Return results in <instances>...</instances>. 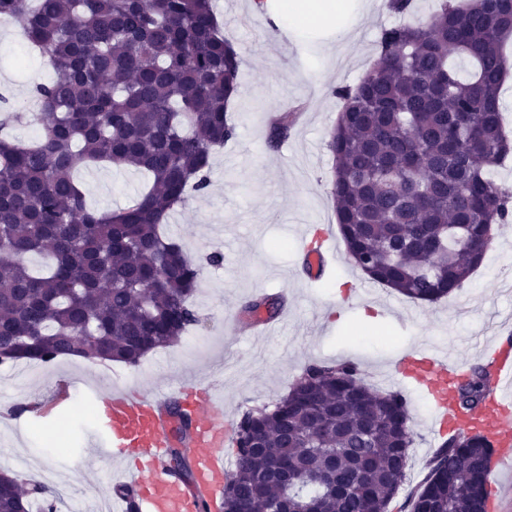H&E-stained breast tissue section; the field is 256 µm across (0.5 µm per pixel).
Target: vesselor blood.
Returning a JSON list of instances; mask_svg holds the SVG:
<instances>
[{
  "label": "vessel or blood",
  "instance_id": "b4317fda",
  "mask_svg": "<svg viewBox=\"0 0 512 512\" xmlns=\"http://www.w3.org/2000/svg\"><path fill=\"white\" fill-rule=\"evenodd\" d=\"M318 246L306 249L304 257L310 280L325 277L335 255L328 229L317 232ZM490 366L486 402L475 410L461 411L454 403L451 388L461 374V366L446 353L422 348L407 356L400 371L421 385L431 399L430 418L439 430L459 433L471 427L495 437L498 461L512 463V338L494 336L481 349ZM212 384H196L185 389V407L192 417L189 439H181L176 420L167 410L169 394L130 393L96 389L93 396L101 407L100 432L94 448L113 458H133L137 473L131 482L138 490V512H198L201 501L216 505L224 487L222 448L224 409L213 397ZM193 450L192 480L185 481L171 469V451Z\"/></svg>",
  "mask_w": 512,
  "mask_h": 512
}]
</instances>
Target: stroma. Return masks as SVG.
<instances>
[{"label":"stroma","mask_w":512,"mask_h":512,"mask_svg":"<svg viewBox=\"0 0 512 512\" xmlns=\"http://www.w3.org/2000/svg\"><path fill=\"white\" fill-rule=\"evenodd\" d=\"M281 6L282 0H268L262 13L253 0H213L225 36L244 59L229 110L237 137L213 154L209 191L189 198L166 226L193 258L205 261L214 251L224 256L220 265L204 268L194 299L198 325L136 367L67 358L23 376L0 366V408L14 412L0 428V468L38 482L43 468L52 469L61 497L57 512H70L74 496L86 504L111 497L124 480L123 466L105 457L92 461L87 447L96 416L85 397L74 396L43 417L21 411L23 396L40 400L64 377L83 388L95 383L141 392L162 384L175 392L184 381L207 378L220 393L229 427L246 411L285 396L308 365L344 361L355 363L366 383L402 392L410 403L415 442L406 481L389 505V512H404L443 438L429 428L425 402L397 377L398 363L433 342L471 368L480 363V340L496 332L512 336V221L495 225L492 245L464 287L433 304L370 280L341 241L332 275L310 281L301 235L336 221L326 192L333 165L327 141L339 110L333 91L360 80L381 29L400 18L377 0H343L335 24L285 33L271 25ZM52 75L45 60L29 55L16 29H0V96L7 107L30 111L34 85ZM292 109L297 121L284 147L270 146L273 118ZM75 179L88 206L100 211L125 207L147 183L138 172L109 165L79 170ZM258 295L281 297L287 324L266 337L238 333L242 307Z\"/></svg>","instance_id":"1"}]
</instances>
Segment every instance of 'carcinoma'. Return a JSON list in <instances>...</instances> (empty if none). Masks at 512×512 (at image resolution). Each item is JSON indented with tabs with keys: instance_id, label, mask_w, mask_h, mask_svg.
I'll list each match as a JSON object with an SVG mask.
<instances>
[{
	"instance_id": "cac0c4a2",
	"label": "carcinoma",
	"mask_w": 512,
	"mask_h": 512,
	"mask_svg": "<svg viewBox=\"0 0 512 512\" xmlns=\"http://www.w3.org/2000/svg\"><path fill=\"white\" fill-rule=\"evenodd\" d=\"M54 77L33 90L38 141L0 134V365L78 357L135 367L198 322L202 268L164 232L171 211L210 185L212 153L235 139L228 113L241 55L211 0H0ZM512 0L441 3L414 24L382 29L376 59L354 85L328 147L329 195L354 264L400 295L436 303L461 288L512 219L492 171L512 153L500 91L509 76ZM469 62L466 78L454 60ZM282 113L269 143L288 138ZM147 172L152 184L120 211L86 204L75 170ZM47 264L32 267L30 258ZM261 296L244 310L275 316ZM461 391L481 404L475 372ZM222 512H387L414 445L409 404L359 378L351 362L310 365L269 409L233 428ZM494 443L446 439L409 512H487ZM115 495L137 512L134 486ZM54 512L56 492L22 490L0 473V512L25 497Z\"/></svg>"
}]
</instances>
